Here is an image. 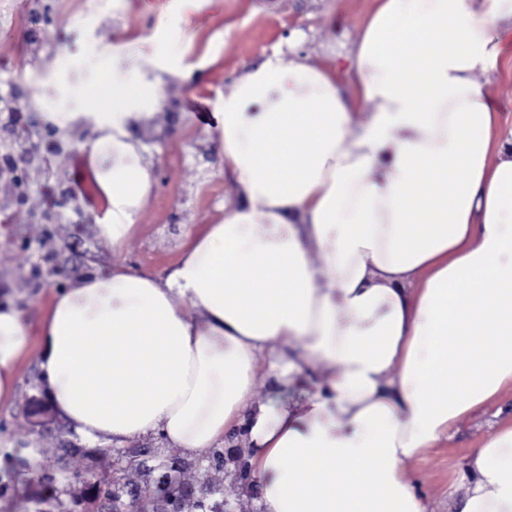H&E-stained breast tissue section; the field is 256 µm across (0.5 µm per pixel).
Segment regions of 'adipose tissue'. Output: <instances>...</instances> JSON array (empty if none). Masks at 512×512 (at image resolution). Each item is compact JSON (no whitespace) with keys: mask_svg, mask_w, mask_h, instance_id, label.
I'll list each match as a JSON object with an SVG mask.
<instances>
[{"mask_svg":"<svg viewBox=\"0 0 512 512\" xmlns=\"http://www.w3.org/2000/svg\"><path fill=\"white\" fill-rule=\"evenodd\" d=\"M510 29L512 0H376L355 97L300 56L246 67L220 114L240 204L167 277L83 274L35 329L0 304V401L33 352L88 443L198 456L238 429L260 512H428L409 462L512 391V129L476 81ZM157 94L116 82L111 111L52 115L92 132L116 251L153 189L131 130ZM320 362L303 401L257 399L259 377L286 389ZM466 472L455 512H512V424Z\"/></svg>","mask_w":512,"mask_h":512,"instance_id":"adipose-tissue-1","label":"adipose tissue"}]
</instances>
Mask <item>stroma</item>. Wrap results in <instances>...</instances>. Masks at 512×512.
Returning <instances> with one entry per match:
<instances>
[{
    "label": "stroma",
    "instance_id": "1",
    "mask_svg": "<svg viewBox=\"0 0 512 512\" xmlns=\"http://www.w3.org/2000/svg\"><path fill=\"white\" fill-rule=\"evenodd\" d=\"M0 0V80L16 79L40 112H78L82 100L108 98L116 80L146 78L161 86L152 117L133 130L146 150L142 162L154 190L140 227L121 252H112L98 224L100 209L79 190L77 160L91 133L79 125L60 136L59 149L44 137L24 167L25 206H17L11 179H0V302L11 301L31 326L46 315L54 293L72 288L80 274L123 265L166 277L188 231L217 223L239 203L225 172L218 117L244 66L272 53L306 57L346 75L362 19L372 0ZM490 86L502 129L512 128V36ZM65 195L46 219V199ZM34 356L18 366L10 404L0 405V512H98L95 476L108 473L121 504L137 489L173 472L185 493L182 512L198 503L219 512H260L258 490H245L238 461L246 442L226 441L218 454L190 456L153 435L123 445L86 444L61 419L41 427L25 416L41 396ZM512 420V393L461 419L441 446L408 465L429 512H450L468 483L465 460L489 430Z\"/></svg>",
    "mask_w": 512,
    "mask_h": 512
}]
</instances>
